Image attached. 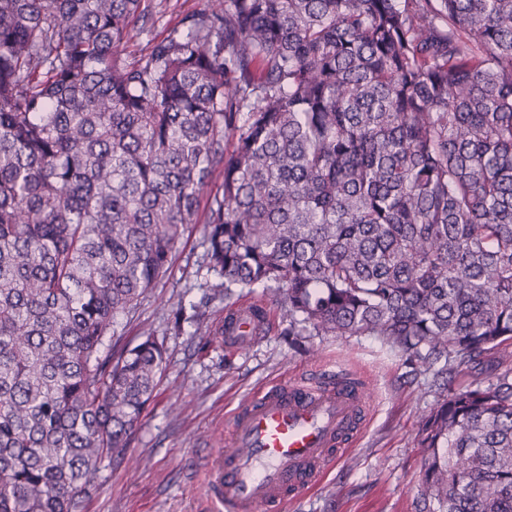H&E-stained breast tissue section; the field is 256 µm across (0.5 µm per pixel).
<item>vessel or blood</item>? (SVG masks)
Returning <instances> with one entry per match:
<instances>
[{
    "label": "vessel or blood",
    "instance_id": "1",
    "mask_svg": "<svg viewBox=\"0 0 512 512\" xmlns=\"http://www.w3.org/2000/svg\"><path fill=\"white\" fill-rule=\"evenodd\" d=\"M256 310L253 304L235 307L224 326L228 343H252ZM371 408L363 377L341 365L329 384L312 387L296 378L259 389L233 415L229 450L211 460L205 493L213 512H285L349 453Z\"/></svg>",
    "mask_w": 512,
    "mask_h": 512
}]
</instances>
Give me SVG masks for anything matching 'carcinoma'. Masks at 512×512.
I'll list each match as a JSON object with an SVG mask.
<instances>
[{"mask_svg":"<svg viewBox=\"0 0 512 512\" xmlns=\"http://www.w3.org/2000/svg\"><path fill=\"white\" fill-rule=\"evenodd\" d=\"M139 20L0 0V512H81L129 448L164 350L118 320L202 207L207 303L444 381L415 512H512V371L465 379L512 364V0H208L136 56Z\"/></svg>","mask_w":512,"mask_h":512,"instance_id":"1","label":"carcinoma"}]
</instances>
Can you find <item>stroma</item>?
<instances>
[{
	"label": "stroma",
	"mask_w": 512,
	"mask_h": 512,
	"mask_svg": "<svg viewBox=\"0 0 512 512\" xmlns=\"http://www.w3.org/2000/svg\"><path fill=\"white\" fill-rule=\"evenodd\" d=\"M148 20L140 45L166 38L207 0H143ZM202 227L189 225L171 268L135 313L121 317L118 332L137 344L154 332L166 368L131 436L125 456L104 460L83 512H207V466L224 445L233 410L259 387L308 376L325 363L343 361L369 381L373 406L362 439L327 473L323 485L289 505L287 512H414L425 451L418 445L421 415L442 397L432 376L373 336H312L317 357L289 349L288 319L271 304L256 343L199 348L191 324L174 328L172 303H198L208 277Z\"/></svg>",
	"instance_id": "1"
}]
</instances>
